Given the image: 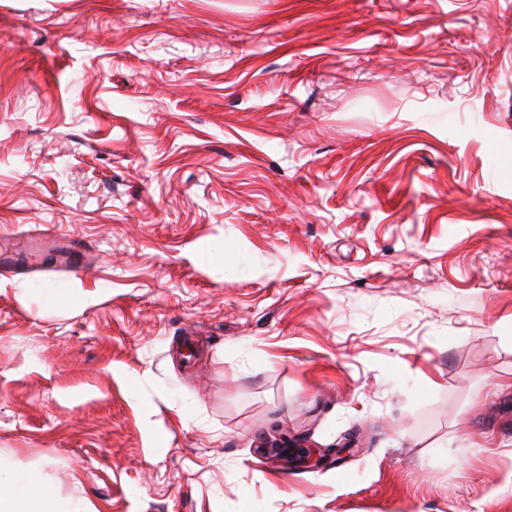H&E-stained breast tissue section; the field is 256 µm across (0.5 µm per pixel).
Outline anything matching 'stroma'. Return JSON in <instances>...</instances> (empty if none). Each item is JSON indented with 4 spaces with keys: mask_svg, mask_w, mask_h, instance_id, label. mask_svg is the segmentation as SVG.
<instances>
[{
    "mask_svg": "<svg viewBox=\"0 0 512 512\" xmlns=\"http://www.w3.org/2000/svg\"><path fill=\"white\" fill-rule=\"evenodd\" d=\"M37 229L88 256L0 270V462L72 512H512V0H0ZM45 298L51 304H72L75 302L86 301L90 296L83 292L81 288H45L43 289ZM304 434H292L287 429L273 430L261 436L259 447L272 456L299 464L300 466L329 467L336 461L350 456L356 448L353 438H345L341 444L329 448H312L307 446Z\"/></svg>",
    "mask_w": 512,
    "mask_h": 512,
    "instance_id": "35a3bbf8",
    "label": "stroma"
}]
</instances>
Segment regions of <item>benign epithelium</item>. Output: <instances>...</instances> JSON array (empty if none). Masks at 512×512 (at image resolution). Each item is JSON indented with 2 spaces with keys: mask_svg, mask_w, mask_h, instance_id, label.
Instances as JSON below:
<instances>
[{
  "mask_svg": "<svg viewBox=\"0 0 512 512\" xmlns=\"http://www.w3.org/2000/svg\"><path fill=\"white\" fill-rule=\"evenodd\" d=\"M355 440L347 438L342 443L329 448L307 446L302 433H291L286 429L274 430L260 438L259 447L274 457L301 466L329 467L335 462L350 456L355 451Z\"/></svg>",
  "mask_w": 512,
  "mask_h": 512,
  "instance_id": "benign-epithelium-1",
  "label": "benign epithelium"
}]
</instances>
